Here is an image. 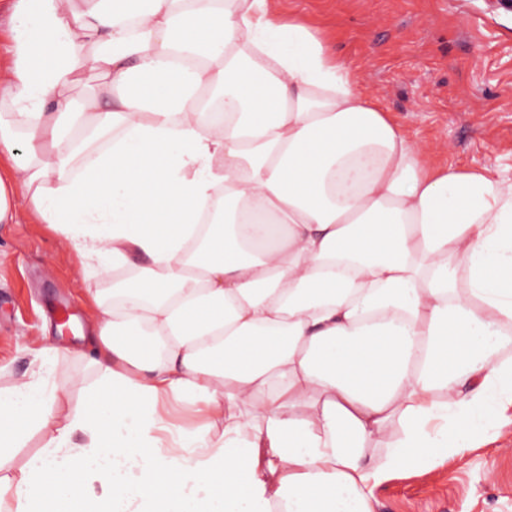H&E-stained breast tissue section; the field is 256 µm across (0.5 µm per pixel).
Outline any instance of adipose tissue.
Listing matches in <instances>:
<instances>
[{
	"instance_id": "obj_1",
	"label": "adipose tissue",
	"mask_w": 512,
	"mask_h": 512,
	"mask_svg": "<svg viewBox=\"0 0 512 512\" xmlns=\"http://www.w3.org/2000/svg\"><path fill=\"white\" fill-rule=\"evenodd\" d=\"M8 25L0 152L25 157L0 224L24 197L112 297L93 378L59 387L42 348L0 391V460L44 432L5 512H373L487 438L512 404V178L430 166L268 0H15ZM72 387L89 403L59 414Z\"/></svg>"
}]
</instances>
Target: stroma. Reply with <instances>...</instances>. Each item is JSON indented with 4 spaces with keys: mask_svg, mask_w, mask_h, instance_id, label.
Instances as JSON below:
<instances>
[{
    "mask_svg": "<svg viewBox=\"0 0 512 512\" xmlns=\"http://www.w3.org/2000/svg\"><path fill=\"white\" fill-rule=\"evenodd\" d=\"M329 42L381 107L433 148V166L485 167L512 177V12L489 0H270ZM98 309L68 241L18 203L0 224V390L58 347V384L87 373L59 333L63 316L88 326ZM511 422L430 473L400 472L375 491V512H512Z\"/></svg>",
    "mask_w": 512,
    "mask_h": 512,
    "instance_id": "1",
    "label": "stroma"
}]
</instances>
